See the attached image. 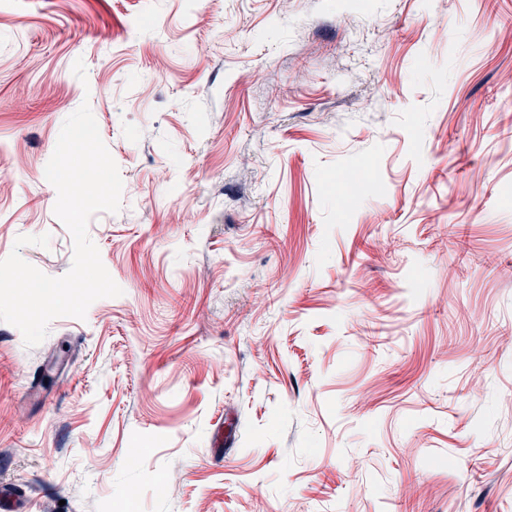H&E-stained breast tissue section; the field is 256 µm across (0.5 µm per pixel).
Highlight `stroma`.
Wrapping results in <instances>:
<instances>
[{
    "label": "stroma",
    "mask_w": 512,
    "mask_h": 512,
    "mask_svg": "<svg viewBox=\"0 0 512 512\" xmlns=\"http://www.w3.org/2000/svg\"><path fill=\"white\" fill-rule=\"evenodd\" d=\"M85 101L122 294L0 321L7 512H512V0H0V259Z\"/></svg>",
    "instance_id": "35a3bbf8"
}]
</instances>
